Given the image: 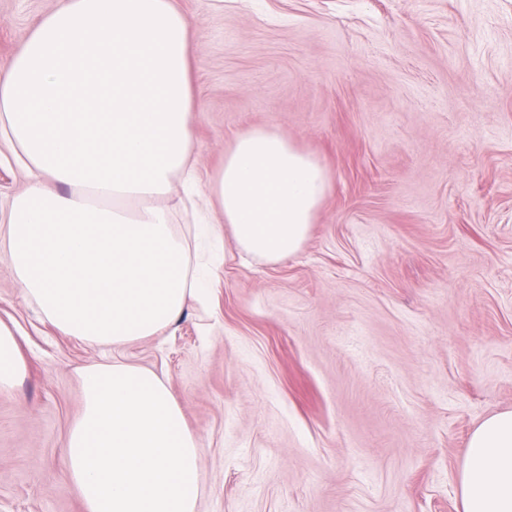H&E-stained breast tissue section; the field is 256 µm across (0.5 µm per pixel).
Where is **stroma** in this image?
Instances as JSON below:
<instances>
[{
  "label": "stroma",
  "instance_id": "1",
  "mask_svg": "<svg viewBox=\"0 0 512 512\" xmlns=\"http://www.w3.org/2000/svg\"><path fill=\"white\" fill-rule=\"evenodd\" d=\"M192 22L197 187L243 130L327 169L302 249L224 240L205 306L112 351L41 313L0 252L27 361L0 391V512H85L81 373L169 387L198 512H462L468 439L512 410V0H174ZM56 0H0V63Z\"/></svg>",
  "mask_w": 512,
  "mask_h": 512
}]
</instances>
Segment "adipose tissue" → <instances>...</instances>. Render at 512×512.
I'll return each mask as SVG.
<instances>
[{"instance_id": "ef3b65f1", "label": "adipose tissue", "mask_w": 512, "mask_h": 512, "mask_svg": "<svg viewBox=\"0 0 512 512\" xmlns=\"http://www.w3.org/2000/svg\"><path fill=\"white\" fill-rule=\"evenodd\" d=\"M188 33L173 0H60L0 65V128L29 177L0 250L52 325L94 345L155 336L208 290V265L158 204L174 178L196 175ZM330 188L287 135L247 128L209 186L221 219L195 235H231L241 253L278 263L302 249ZM25 368L0 321V389ZM82 384L66 455L86 512H196L200 443L167 385L121 363L86 367ZM460 494L462 512H512V410L473 430Z\"/></svg>"}]
</instances>
